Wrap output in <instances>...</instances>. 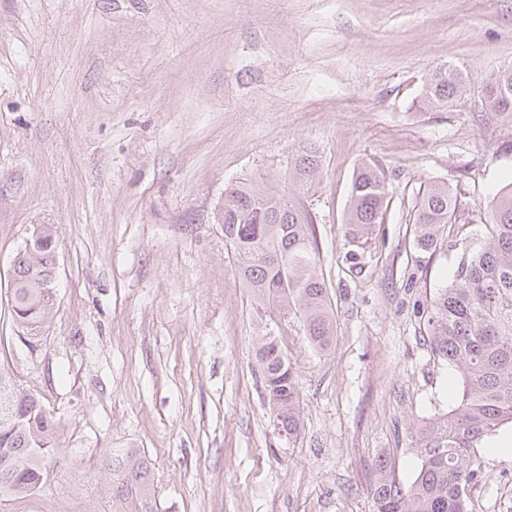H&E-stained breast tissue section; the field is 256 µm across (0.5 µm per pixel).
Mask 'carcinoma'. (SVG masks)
I'll return each instance as SVG.
<instances>
[{"mask_svg":"<svg viewBox=\"0 0 512 512\" xmlns=\"http://www.w3.org/2000/svg\"><path fill=\"white\" fill-rule=\"evenodd\" d=\"M463 73L440 67L423 94L428 109L448 107L466 87ZM484 98L494 112L512 115V69L487 81ZM320 170L309 151L288 172L294 191H309ZM388 177L375 160L354 173L343 236L357 249L380 223ZM457 208L446 183H430L415 205L416 246L437 245ZM488 242L466 254L454 279L438 289L427 306V338L435 357L460 378L459 404L413 429L411 444L420 460L413 482L404 486L390 474L389 458L375 464V512H471L470 492L483 473L478 449L512 427V186L490 200ZM218 220L237 257L236 275L254 298L289 312L303 322L309 343L319 352L333 340L329 289L316 271L312 221L297 203L253 184L224 189ZM55 231L40 225L10 279V315L28 338L38 335L54 296L41 283L56 263ZM254 358L273 422L288 435L301 428L300 397L293 367L274 336L262 337ZM59 424L41 397L23 390L0 368V501L38 491L59 448ZM113 512H154L150 463L135 452L112 460Z\"/></svg>","mask_w":512,"mask_h":512,"instance_id":"carcinoma-1","label":"carcinoma"}]
</instances>
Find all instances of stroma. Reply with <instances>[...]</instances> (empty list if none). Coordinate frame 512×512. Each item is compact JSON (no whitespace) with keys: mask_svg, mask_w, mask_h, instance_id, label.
<instances>
[{"mask_svg":"<svg viewBox=\"0 0 512 512\" xmlns=\"http://www.w3.org/2000/svg\"><path fill=\"white\" fill-rule=\"evenodd\" d=\"M443 66L467 90L430 110ZM508 68L512 0H0V367L62 433L47 482L0 512H112L126 451L148 458L158 512H374L383 456L411 484L406 430L457 384L422 312L512 183V118L483 93ZM309 146L320 177L301 203L335 321L323 353L243 288L217 222L227 186L289 194ZM369 158L389 203L353 266L341 225ZM432 182L458 209L423 252L414 206ZM39 224L56 230L57 288L28 343L11 263ZM266 334L296 372L292 437L263 401ZM479 454L472 512H512V456Z\"/></svg>","mask_w":512,"mask_h":512,"instance_id":"obj_1","label":"stroma"}]
</instances>
